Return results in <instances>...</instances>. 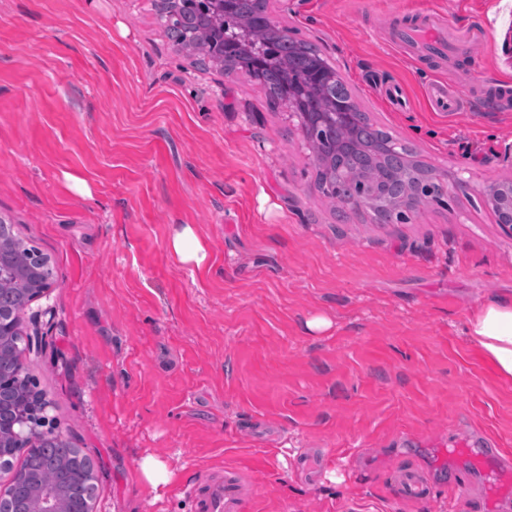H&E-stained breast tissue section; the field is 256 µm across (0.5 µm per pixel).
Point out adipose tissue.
Masks as SVG:
<instances>
[{
    "label": "adipose tissue",
    "mask_w": 512,
    "mask_h": 512,
    "mask_svg": "<svg viewBox=\"0 0 512 512\" xmlns=\"http://www.w3.org/2000/svg\"><path fill=\"white\" fill-rule=\"evenodd\" d=\"M468 335L505 378H512V298L498 297L469 318Z\"/></svg>",
    "instance_id": "1"
}]
</instances>
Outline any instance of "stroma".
Instances as JSON below:
<instances>
[{
  "instance_id": "obj_1",
  "label": "stroma",
  "mask_w": 512,
  "mask_h": 512,
  "mask_svg": "<svg viewBox=\"0 0 512 512\" xmlns=\"http://www.w3.org/2000/svg\"><path fill=\"white\" fill-rule=\"evenodd\" d=\"M269 5L372 119L469 190L401 223L335 211L298 118L180 51L152 0H0V219L54 272L23 315L39 339L22 360L94 464L93 512H196L190 490L227 468L249 485L241 512H512V493L450 452L512 454V379L466 329L512 294V237L485 193L512 179V0ZM430 11L491 28L422 60L394 35ZM435 80L468 108L431 111ZM183 224L202 265L170 249ZM147 455L171 474L156 491ZM406 470L427 475L422 498L399 495Z\"/></svg>"
}]
</instances>
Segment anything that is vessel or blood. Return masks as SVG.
I'll list each match as a JSON object with an SVG mask.
<instances>
[{"instance_id":"vessel-or-blood-1","label":"vessel or blood","mask_w":512,"mask_h":512,"mask_svg":"<svg viewBox=\"0 0 512 512\" xmlns=\"http://www.w3.org/2000/svg\"><path fill=\"white\" fill-rule=\"evenodd\" d=\"M485 35L486 30L482 27L470 29L461 36L455 35L444 16L427 13L416 24L399 29L396 39L398 43L410 45L415 55L423 58L449 55L455 48L467 47L470 41L484 38ZM426 95L435 112H455L466 104L459 92L442 81L431 83ZM462 453L477 469L498 473L507 469L500 455L488 454L485 449L466 447ZM245 487L246 481L239 472L227 470L202 479L194 487L193 496L199 512H241Z\"/></svg>"}]
</instances>
